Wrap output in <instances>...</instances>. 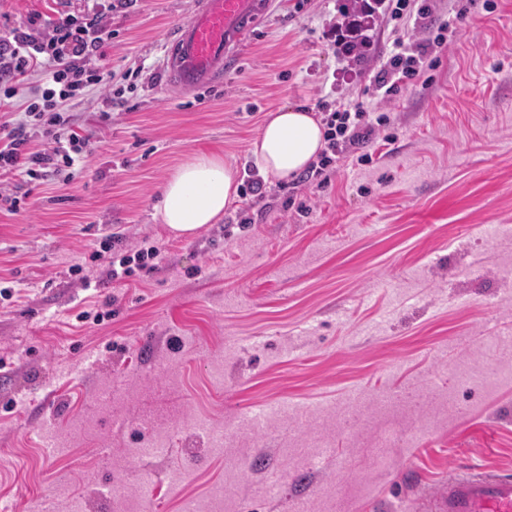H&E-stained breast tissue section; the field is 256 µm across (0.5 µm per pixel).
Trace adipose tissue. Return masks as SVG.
Masks as SVG:
<instances>
[{
	"mask_svg": "<svg viewBox=\"0 0 512 512\" xmlns=\"http://www.w3.org/2000/svg\"><path fill=\"white\" fill-rule=\"evenodd\" d=\"M324 132L321 120L308 110L281 107L251 143L250 158L263 176H296L324 150ZM239 185L238 170L222 156L197 154L164 183L156 216L174 236H194L238 201Z\"/></svg>",
	"mask_w": 512,
	"mask_h": 512,
	"instance_id": "adipose-tissue-1",
	"label": "adipose tissue"
}]
</instances>
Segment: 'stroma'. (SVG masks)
Returning <instances> with one entry per match:
<instances>
[{"instance_id": "35a3bbf8", "label": "stroma", "mask_w": 512, "mask_h": 512, "mask_svg": "<svg viewBox=\"0 0 512 512\" xmlns=\"http://www.w3.org/2000/svg\"><path fill=\"white\" fill-rule=\"evenodd\" d=\"M197 2L131 0L114 13L111 89L67 104L91 137L87 168L68 182L6 183L20 202L0 209V505L114 512L103 490L120 463L138 512H181L188 498L225 512L210 497L221 484L239 512H290L299 497L316 512H362L380 496L404 512L463 461L512 474V386L484 393L449 375L512 360V0L472 6L422 79L368 101L390 116V142L352 149L321 189L267 179L250 224L234 206L182 239L154 210L175 169L207 151L248 177L268 115L362 94L395 27L391 5L379 8L358 65L338 46L343 0H275L236 47L233 73L186 95L166 84L162 60ZM85 5L0 0V22ZM136 65L146 72L132 89L124 73ZM114 238L171 250L114 281L93 257ZM76 264L96 287L83 288ZM355 390L361 419L346 431ZM275 403L284 410L264 436L231 434L222 455L195 427ZM165 406L162 424L141 421ZM47 415L60 444L50 455L34 436ZM428 419L434 429L403 447ZM161 435L168 453L132 455ZM322 440L333 456H318ZM276 477L278 495L266 494Z\"/></svg>"}]
</instances>
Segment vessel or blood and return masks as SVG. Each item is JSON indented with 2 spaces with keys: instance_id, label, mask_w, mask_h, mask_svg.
<instances>
[{
  "instance_id": "vessel-or-blood-1",
  "label": "vessel or blood",
  "mask_w": 512,
  "mask_h": 512,
  "mask_svg": "<svg viewBox=\"0 0 512 512\" xmlns=\"http://www.w3.org/2000/svg\"><path fill=\"white\" fill-rule=\"evenodd\" d=\"M269 12L264 0H201L192 19L167 41L163 65L169 82L200 90L222 79L233 50ZM418 512H512V475L477 465L451 472L447 483L418 499Z\"/></svg>"
}]
</instances>
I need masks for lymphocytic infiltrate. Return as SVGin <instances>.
I'll use <instances>...</instances> for the list:
<instances>
[{
    "label": "lymphocytic infiltrate",
    "instance_id": "obj_1",
    "mask_svg": "<svg viewBox=\"0 0 512 512\" xmlns=\"http://www.w3.org/2000/svg\"><path fill=\"white\" fill-rule=\"evenodd\" d=\"M126 2L111 0L108 11L89 7L41 28L0 30V96H15L29 73L42 76L23 115L0 119V177L20 174L36 182L63 173L71 179L86 167L90 138L74 130L69 114L57 104L86 88L108 86L110 74L89 68L87 61L111 45V14ZM431 15L428 8L417 12L421 20L418 42L400 37L393 40L388 60L373 77V93L396 94L401 84L419 77L430 46L445 44L448 25L431 23ZM322 121L327 128V146L318 161L295 178V186L328 184L344 154L369 142L388 124L389 117L371 115L364 102L357 100L324 112Z\"/></svg>",
    "mask_w": 512,
    "mask_h": 512
}]
</instances>
